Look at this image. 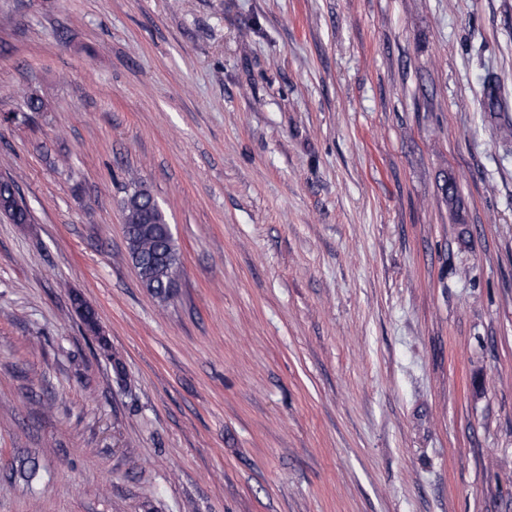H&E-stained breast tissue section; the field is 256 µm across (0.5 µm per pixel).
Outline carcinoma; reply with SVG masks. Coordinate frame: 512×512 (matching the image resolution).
Masks as SVG:
<instances>
[{
	"label": "carcinoma",
	"mask_w": 512,
	"mask_h": 512,
	"mask_svg": "<svg viewBox=\"0 0 512 512\" xmlns=\"http://www.w3.org/2000/svg\"><path fill=\"white\" fill-rule=\"evenodd\" d=\"M121 210L126 221V241L129 256L140 266V277L154 297L161 301L170 298L165 288L167 272L181 265L175 240L168 232V220L161 207L152 204L150 196L142 191V184L133 179L121 200ZM0 214L15 224H28L30 212L23 201L17 183L11 179L0 180ZM15 472L27 480L37 474L34 458L19 456Z\"/></svg>",
	"instance_id": "cac0c4a2"
}]
</instances>
